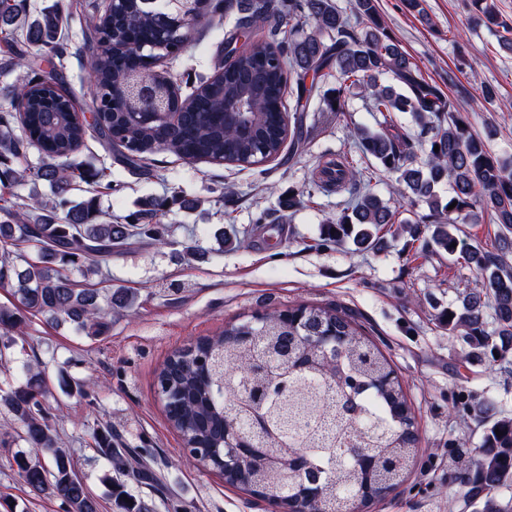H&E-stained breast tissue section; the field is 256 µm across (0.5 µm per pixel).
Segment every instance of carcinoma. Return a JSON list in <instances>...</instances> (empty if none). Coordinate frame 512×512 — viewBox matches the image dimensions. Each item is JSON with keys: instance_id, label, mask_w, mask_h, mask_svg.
Here are the masks:
<instances>
[{"instance_id": "carcinoma-1", "label": "carcinoma", "mask_w": 512, "mask_h": 512, "mask_svg": "<svg viewBox=\"0 0 512 512\" xmlns=\"http://www.w3.org/2000/svg\"><path fill=\"white\" fill-rule=\"evenodd\" d=\"M164 0H126L123 9L85 16L83 49L90 57L86 83L102 113L95 130L109 154L139 168L148 155L168 151L209 162L248 168L278 158L285 144L303 145V118L309 101L323 95L324 111L343 115L349 95L368 101L376 126L359 129L356 147L395 178L394 192L408 205L424 204L432 224L426 245L435 255L463 260L476 273L474 285L457 291L455 305L439 314L450 336H461L478 354H512V161L494 155L472 131L455 101L425 81L410 56L388 33L376 0H354L351 13L333 0H219L203 12L209 21L238 15L224 42V78L203 80L185 96L168 93L165 107L182 113L164 125L111 107L114 86L151 70L140 48L157 40L155 18ZM474 21L498 25L494 0H471ZM22 0H0V41L4 65L25 75L8 88L0 111V186L15 189L0 206V288L11 300L0 305V359L26 342L31 319L51 328L68 324L88 337L104 334L112 314L134 310L126 288H89L72 276L102 274L112 249L139 243L166 244L171 227L160 204L144 205L137 222L99 221L98 198H73L78 179L97 176L72 157L84 144L86 127L53 86L57 64L67 54L61 9H46L19 24ZM336 73V89L320 93L318 80ZM296 91L294 105L284 97ZM251 98L254 126L244 134L224 129V106ZM407 115L413 129L402 126ZM439 151H434V147ZM38 162L28 161L30 150ZM424 156H418V152ZM326 192L346 193L342 209L328 220L324 241L338 247L382 251L388 233L411 241L423 238L419 220L399 218L403 203L390 205L370 191L372 173L345 154L316 173ZM47 183L52 198L18 190ZM451 186L442 199L438 188ZM454 208H449V205ZM487 213L499 225L488 250L459 236L458 224H478ZM299 319L270 312L196 341L192 355L173 354L168 373L180 393L164 403L169 421L189 440L222 448L244 421L263 420L257 448L243 461L246 483L260 487L268 501L285 489L318 482L320 498L302 499L305 512H353L357 500H380L398 487L414 466L418 436L402 383L382 351L341 311L306 306ZM335 344L322 351L317 337L329 332ZM80 399L97 395L99 380H63ZM45 365L28 364L19 381L0 382V409L28 451L14 457L19 479L37 497L56 496L68 512H99V502L61 447L59 430L46 411ZM484 426L475 453L459 456L450 481L466 489L481 512H512V418L485 399L473 409ZM504 435H496V430ZM94 452L117 476L111 487L117 512H153L126 490V482L152 485L157 475L128 448L112 446V425L92 433Z\"/></svg>"}]
</instances>
